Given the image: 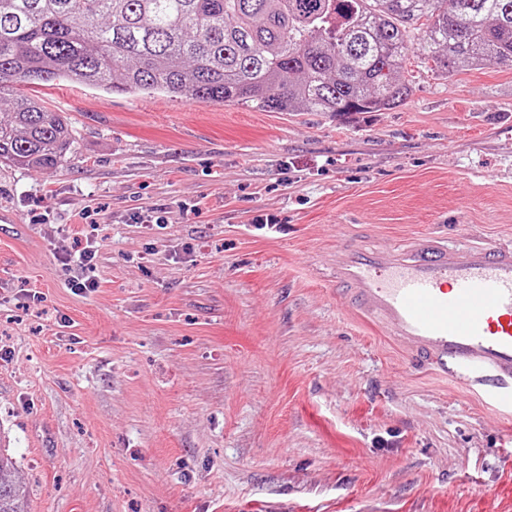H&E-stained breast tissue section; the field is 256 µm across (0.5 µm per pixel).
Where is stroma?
Wrapping results in <instances>:
<instances>
[{"mask_svg": "<svg viewBox=\"0 0 512 512\" xmlns=\"http://www.w3.org/2000/svg\"><path fill=\"white\" fill-rule=\"evenodd\" d=\"M406 68L404 105L341 117L39 87L75 150L0 163V451L29 512H512V417L336 295L346 244L512 239V62Z\"/></svg>", "mask_w": 512, "mask_h": 512, "instance_id": "1", "label": "stroma"}]
</instances>
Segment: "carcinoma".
Listing matches in <instances>:
<instances>
[{"label": "carcinoma", "mask_w": 512, "mask_h": 512, "mask_svg": "<svg viewBox=\"0 0 512 512\" xmlns=\"http://www.w3.org/2000/svg\"><path fill=\"white\" fill-rule=\"evenodd\" d=\"M417 50L450 78L512 60V0H0V92L71 81L279 111L384 112ZM25 95L0 118V162L52 168L74 148ZM0 452V512H27Z\"/></svg>", "instance_id": "1"}]
</instances>
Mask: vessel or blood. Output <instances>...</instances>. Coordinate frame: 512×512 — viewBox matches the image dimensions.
<instances>
[{
  "mask_svg": "<svg viewBox=\"0 0 512 512\" xmlns=\"http://www.w3.org/2000/svg\"><path fill=\"white\" fill-rule=\"evenodd\" d=\"M337 282L420 361L512 414V245L449 246L423 235L402 248L337 251Z\"/></svg>",
  "mask_w": 512,
  "mask_h": 512,
  "instance_id": "obj_1",
  "label": "vessel or blood"
}]
</instances>
